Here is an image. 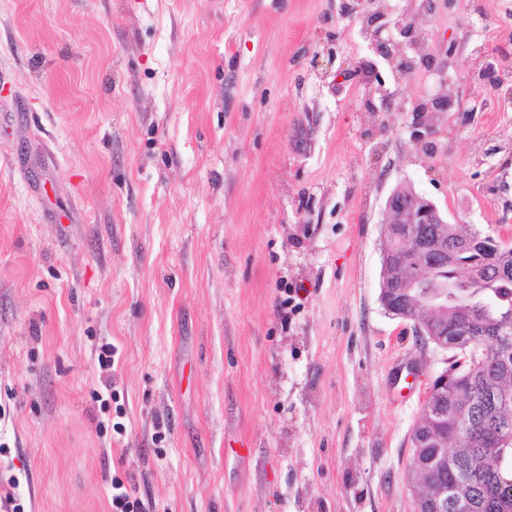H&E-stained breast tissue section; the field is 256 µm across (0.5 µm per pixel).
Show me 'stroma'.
<instances>
[{
  "label": "stroma",
  "instance_id": "stroma-1",
  "mask_svg": "<svg viewBox=\"0 0 512 512\" xmlns=\"http://www.w3.org/2000/svg\"><path fill=\"white\" fill-rule=\"evenodd\" d=\"M406 184L512 244V0H0V512H414ZM368 19L370 22L368 26L372 28L371 45L375 51L395 63L396 70L401 74H406L414 69L415 59L410 58L404 51H400L399 47L402 43L396 42L392 34V29L396 30L401 37L406 39L407 45L413 48L417 41L413 26L403 19H397L393 23L381 22L378 15H371ZM385 32L387 35H384ZM416 114L414 122V136L416 140H423L431 135V131L426 128V115L431 112H458L455 110L454 103L443 95H431L421 99L414 107ZM421 129H424L422 131ZM140 501L127 490L123 483L115 481L112 484L113 512H140Z\"/></svg>",
  "mask_w": 512,
  "mask_h": 512
}]
</instances>
